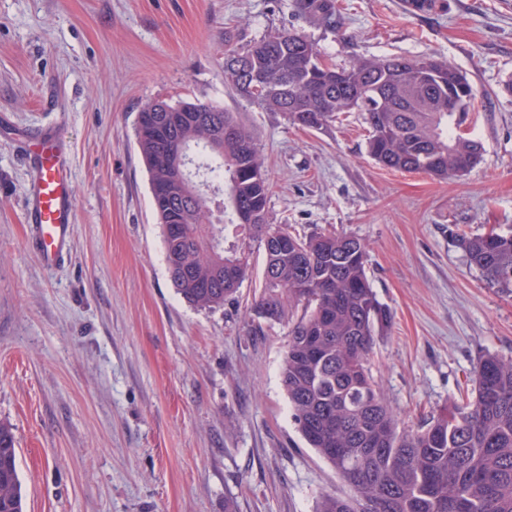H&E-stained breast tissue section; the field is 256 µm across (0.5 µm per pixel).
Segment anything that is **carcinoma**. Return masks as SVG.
<instances>
[{"label":"carcinoma","instance_id":"carcinoma-1","mask_svg":"<svg viewBox=\"0 0 512 512\" xmlns=\"http://www.w3.org/2000/svg\"><path fill=\"white\" fill-rule=\"evenodd\" d=\"M299 9L336 27L337 0H298ZM265 76L256 91L250 72ZM224 73L243 98L295 125L321 129L341 114H363L367 153L382 167L461 177L482 159L480 141L453 131V110L466 76L435 56L360 58L347 67L326 59L294 29L270 31L224 55ZM164 104L167 112L153 107ZM135 141L150 177L154 213L177 292L214 309L235 299L251 264L246 241L263 246L265 264L257 317L291 321L280 376L293 421L309 447L348 488L320 498L315 512H512V359L483 354L471 395L400 426L368 367L375 336L390 313L368 275L366 243L351 233L297 235L288 251L269 240V179L251 132L212 102L156 99L138 113ZM192 180L208 187L223 178L228 205L208 220L207 201L174 184L181 152ZM255 217L239 223L241 212ZM235 241L224 247V231ZM456 245L486 282L512 292V233L491 228L458 234ZM12 427L0 422V512H23Z\"/></svg>","mask_w":512,"mask_h":512}]
</instances>
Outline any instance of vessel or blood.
Returning a JSON list of instances; mask_svg holds the SVG:
<instances>
[{
    "mask_svg": "<svg viewBox=\"0 0 512 512\" xmlns=\"http://www.w3.org/2000/svg\"><path fill=\"white\" fill-rule=\"evenodd\" d=\"M23 149L30 175L24 200L28 243L39 264L52 270L68 254L75 222L70 160L64 137L54 127L38 132Z\"/></svg>",
    "mask_w": 512,
    "mask_h": 512,
    "instance_id": "1",
    "label": "vessel or blood"
}]
</instances>
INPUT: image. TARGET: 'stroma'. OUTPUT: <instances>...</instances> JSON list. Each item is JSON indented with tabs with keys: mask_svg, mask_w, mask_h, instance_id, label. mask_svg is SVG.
I'll use <instances>...</instances> for the list:
<instances>
[{
	"mask_svg": "<svg viewBox=\"0 0 512 512\" xmlns=\"http://www.w3.org/2000/svg\"><path fill=\"white\" fill-rule=\"evenodd\" d=\"M330 29L296 0H0V420L13 428L24 512H314L344 491L292 418L287 325L258 327L264 254L235 300L173 287L134 127L154 99L217 102L252 130L268 222L347 232L392 321L372 372L408 424L471 389L478 357H512V293L490 287L454 233L512 231V0H338ZM295 28L333 62L434 55L475 90L463 128L484 146L439 180L368 156L360 113L293 126L242 98L224 51ZM55 126L75 224L48 271L28 248L16 139Z\"/></svg>",
	"mask_w": 512,
	"mask_h": 512,
	"instance_id": "obj_1",
	"label": "stroma"
}]
</instances>
